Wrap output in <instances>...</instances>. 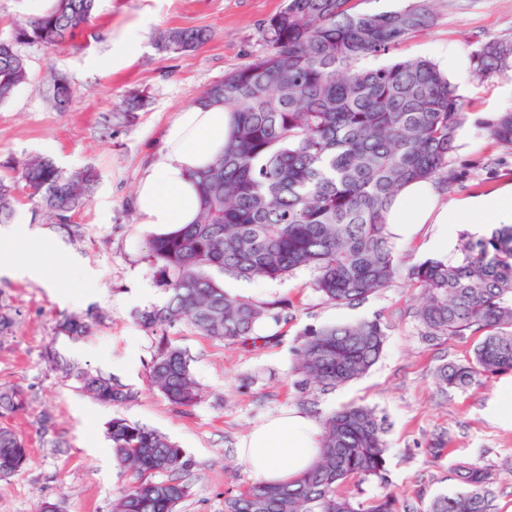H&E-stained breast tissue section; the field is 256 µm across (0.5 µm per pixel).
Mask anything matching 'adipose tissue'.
Segmentation results:
<instances>
[{
	"instance_id": "adipose-tissue-1",
	"label": "adipose tissue",
	"mask_w": 512,
	"mask_h": 512,
	"mask_svg": "<svg viewBox=\"0 0 512 512\" xmlns=\"http://www.w3.org/2000/svg\"><path fill=\"white\" fill-rule=\"evenodd\" d=\"M231 122L230 112L221 104L195 105L179 112L167 129L159 159L138 185L135 208L140 223L169 230L196 220L199 197L190 175L208 166L223 151ZM386 222L390 232L404 236L418 225H435L427 247L441 255L447 253L457 225L511 224L512 185L484 196L444 203L432 182H413L400 193ZM5 236L24 241L28 251L21 257L0 252V276L36 281L55 289L54 278L42 260L41 238L36 230L16 224L6 230ZM319 433L314 416L288 411L254 427L240 441L238 456L259 482L283 485L317 461L321 454Z\"/></svg>"
}]
</instances>
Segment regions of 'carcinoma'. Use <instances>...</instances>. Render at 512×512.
<instances>
[{"instance_id": "cac0c4a2", "label": "carcinoma", "mask_w": 512, "mask_h": 512, "mask_svg": "<svg viewBox=\"0 0 512 512\" xmlns=\"http://www.w3.org/2000/svg\"><path fill=\"white\" fill-rule=\"evenodd\" d=\"M96 0H53L46 13L0 40V103L27 82L18 43L57 50L82 35ZM428 0L379 12L355 10L353 0H285L259 25L263 50L228 72L197 100L222 102L233 116L224 152L191 174L200 214L151 240V256L170 297L139 315L160 333L151 358L152 384L177 408L201 399L186 353L172 346L166 328L181 322L214 339L256 341L270 309L224 291L219 271L237 279L282 280L300 269L314 272V288L328 302L359 304L404 276L423 291L417 317L425 336H476L469 359L440 366L441 388L465 389L512 372V225L490 234L461 236L456 253L401 267L386 215L400 190L414 180L448 182V154L462 124L464 104L438 66L399 60L376 69L357 61L380 56L429 22ZM200 29L173 28L158 50L195 51ZM476 73L512 69V40L484 42ZM72 90L56 75L53 101L64 109ZM491 139L512 145V111L487 124ZM56 224H68L97 182L87 167L65 171L46 157L25 160L10 181L0 179V224L15 218L17 184ZM90 324L79 317L57 332L80 337ZM386 331L377 319L309 327L296 347L301 383L332 392L365 375L379 360ZM94 400L122 405L136 393L98 372L76 373ZM22 389L0 388V415L24 408ZM322 453L316 464L281 486L255 482L224 498V512H410L384 495L363 502L351 482L385 479L388 444L376 410L350 404L321 420ZM112 453L132 472L112 512H176L189 489L178 474L194 465L166 436L115 417L107 427ZM29 448L0 427V478L19 471ZM459 487L440 494L425 512H493L499 473L466 462L454 465Z\"/></svg>"}]
</instances>
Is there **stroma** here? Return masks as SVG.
I'll use <instances>...</instances> for the list:
<instances>
[{"mask_svg":"<svg viewBox=\"0 0 512 512\" xmlns=\"http://www.w3.org/2000/svg\"><path fill=\"white\" fill-rule=\"evenodd\" d=\"M284 0H98L89 28L64 48L49 52L21 43L29 80L0 103V176L32 156L53 159L64 170L94 167L99 180L86 206L69 225L51 223L18 192L15 223L39 229L47 265L58 276L57 291L30 281L0 277V312L13 319L0 335V385L24 390L23 410L1 417L30 448L25 466L0 479V512H38L56 501L61 512H111L113 500L131 484L112 456L106 435L115 417L167 436L195 462L184 474L190 493L179 512H224V498L254 479L239 460L240 440L267 417L286 410L323 416L350 403L374 407L389 445L388 479L353 482L350 494L365 501L392 494L400 504L421 507L457 489L453 467L465 461L500 471L495 512H512V426L493 414L498 392L512 373L482 386L441 392L437 368L472 354L475 337L429 339L415 309L421 292L405 281L354 306L326 302L313 287L311 271L261 282L223 277L233 295L271 304L272 315L258 328L269 343L244 346L198 334L188 323L168 328L170 343L186 351L202 392L194 407L178 410L151 383L149 363L156 336L139 322L141 311L165 305L149 251L159 229L137 220L134 192L145 168L163 147L169 124L193 105L208 86L261 51L258 25ZM431 20L389 53L360 60L378 68L401 59L440 62L448 46L472 60L480 45L512 39V0H430ZM142 27L141 48L108 67L121 32ZM204 30L207 39L187 55L155 46L169 28ZM69 78L74 97L66 111L52 102L55 74ZM463 93L464 120L448 158L450 182L438 183L444 199L479 196L512 184V147L489 139L485 121L512 109V70L472 78ZM149 104L121 112L129 93ZM94 316L80 338L57 334L58 321ZM380 319L387 327L379 361L363 377L301 406L294 349L306 328L359 319ZM81 370L118 379L137 394L124 406L97 403L83 394L73 375L51 368L46 347ZM50 427H42V415ZM444 444L432 452L433 444ZM96 454H89V447Z\"/></svg>","mask_w":512,"mask_h":512,"instance_id":"stroma-1","label":"stroma"}]
</instances>
